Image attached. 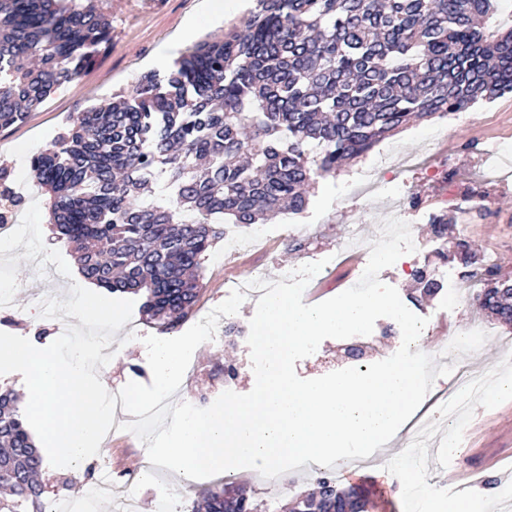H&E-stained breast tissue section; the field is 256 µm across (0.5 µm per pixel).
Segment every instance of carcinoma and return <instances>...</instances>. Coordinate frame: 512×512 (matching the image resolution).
Listing matches in <instances>:
<instances>
[{
  "instance_id": "carcinoma-1",
  "label": "carcinoma",
  "mask_w": 512,
  "mask_h": 512,
  "mask_svg": "<svg viewBox=\"0 0 512 512\" xmlns=\"http://www.w3.org/2000/svg\"><path fill=\"white\" fill-rule=\"evenodd\" d=\"M96 0H0V130L22 124L109 43ZM497 0H254L240 29L176 62L163 91L145 76L132 99L94 106L31 161L50 224L82 276L112 293L146 290L145 312L172 330L200 290L219 224H262L307 206L313 177L336 171L412 119L512 94V28L487 23ZM153 169L170 198L143 200ZM485 270L481 307L512 323V284ZM44 456L17 397L0 392V512H43ZM332 494L292 512H367ZM204 512H267L212 491Z\"/></svg>"
}]
</instances>
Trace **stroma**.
Listing matches in <instances>:
<instances>
[{"label":"stroma","mask_w":512,"mask_h":512,"mask_svg":"<svg viewBox=\"0 0 512 512\" xmlns=\"http://www.w3.org/2000/svg\"><path fill=\"white\" fill-rule=\"evenodd\" d=\"M199 0H97L112 23L109 44L84 64L78 79L59 86L41 108L20 126L0 130V165L7 166L11 190L23 193L25 204L8 247H0V289L10 295L9 307L0 308V331L48 344L58 338L66 324L42 318L38 304L45 296L65 301L73 284H84L72 246L57 241L48 222L47 197L31 177L33 156L46 149L70 127L73 118L112 95L131 96L136 84L147 75L166 81L176 61L199 43L243 26L251 0H210L212 19L198 17ZM196 21L192 37H182L189 21ZM512 148V94L476 105L469 123L454 116L412 122L377 143L334 174L316 178L308 193L306 210L298 215H281L263 224H247L243 230L261 235L259 246L224 254L216 242L203 263V286L183 321V328L203 319L224 299V291L235 281L254 275L280 280L285 271L323 261L313 277L317 301L332 298L346 289L344 274L348 258L342 247L351 230L369 239L376 224L397 208L402 219L413 226L419 244V266L439 284L431 297L419 298L412 275L392 265L380 273L383 283L394 286L404 305L426 318L423 351L432 353L441 339L478 325L487 334L476 348H466L462 363L483 371L495 367L500 378L512 379V358L503 347L512 344V325L498 322L480 308L481 289L473 276L475 268L453 251L456 241L469 242L481 260L496 259L499 275L512 280V177H488L493 144ZM389 152L387 176L373 195L360 193V183L371 174L382 152ZM447 215L448 228L435 235L433 220ZM307 228L301 249H293L288 231ZM462 286L456 301L448 290ZM255 313L241 306L234 320L242 329L233 344H203L195 351L174 401L207 407L224 391L240 394L254 387L250 349L244 333ZM157 328L141 310H134L129 325L116 332L122 346L114 364L103 368L108 389H121L127 382L151 384L144 336ZM348 342L324 340L317 351L296 362L299 377L312 379L349 367L344 356ZM236 374H224L226 364ZM471 425L455 441H435L421 449L420 465L412 473L415 483L432 485L441 500L469 495L478 499L480 512H499L500 504L512 502V395H471L466 405ZM146 450L131 432L112 430L104 437L98 458L112 467L116 484L128 482ZM404 438L381 447L379 461L360 467L354 484L368 492L369 512H420V503L401 492L398 481H385L379 472L392 456H406ZM88 463L74 468L44 466V503L71 499L87 476Z\"/></svg>","instance_id":"obj_1"}]
</instances>
